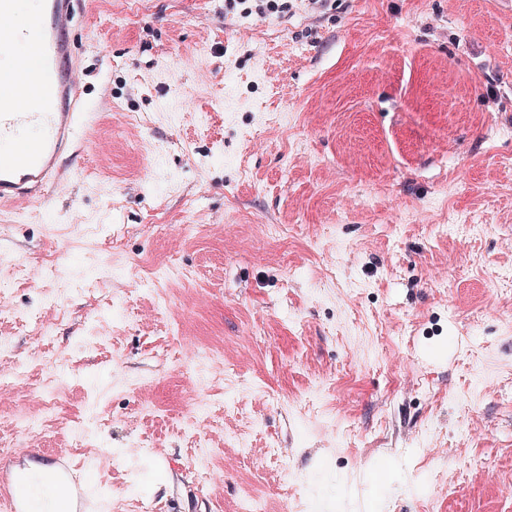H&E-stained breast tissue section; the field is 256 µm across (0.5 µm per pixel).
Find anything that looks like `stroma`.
Segmentation results:
<instances>
[{
	"label": "stroma",
	"instance_id": "35a3bbf8",
	"mask_svg": "<svg viewBox=\"0 0 512 512\" xmlns=\"http://www.w3.org/2000/svg\"><path fill=\"white\" fill-rule=\"evenodd\" d=\"M72 39L82 156L0 207V373L45 363L56 411L0 395V475L65 455L87 512H512V0H87Z\"/></svg>",
	"mask_w": 512,
	"mask_h": 512
}]
</instances>
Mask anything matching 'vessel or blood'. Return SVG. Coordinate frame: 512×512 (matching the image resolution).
I'll list each match as a JSON object with an SVG mask.
<instances>
[{
  "label": "vessel or blood",
  "mask_w": 512,
  "mask_h": 512,
  "mask_svg": "<svg viewBox=\"0 0 512 512\" xmlns=\"http://www.w3.org/2000/svg\"><path fill=\"white\" fill-rule=\"evenodd\" d=\"M78 0H40L37 13L17 21V0H0V50L20 44L30 54L0 72V204L39 197L61 181L59 158L78 153L86 104L70 32ZM56 488L67 512H85L82 481L69 464L57 471ZM9 512H29L22 480L0 483Z\"/></svg>",
  "instance_id": "vessel-or-blood-1"
}]
</instances>
